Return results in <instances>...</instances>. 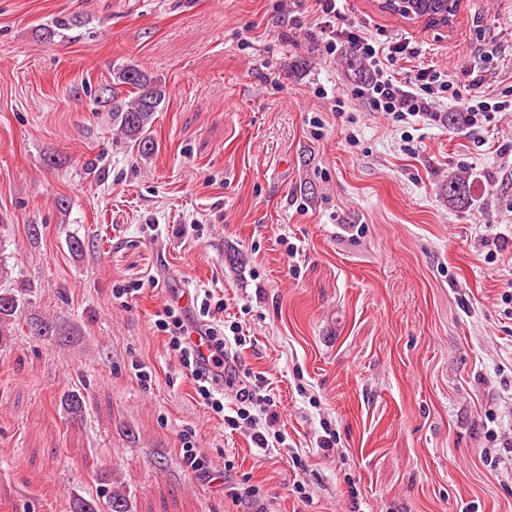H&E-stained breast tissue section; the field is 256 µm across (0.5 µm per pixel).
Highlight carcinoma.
Instances as JSON below:
<instances>
[{
	"label": "carcinoma",
	"mask_w": 512,
	"mask_h": 512,
	"mask_svg": "<svg viewBox=\"0 0 512 512\" xmlns=\"http://www.w3.org/2000/svg\"><path fill=\"white\" fill-rule=\"evenodd\" d=\"M416 3L414 13L418 16L445 15L448 13V0H412ZM117 84L129 88L130 96L117 101L115 93L100 103L110 106L112 125L130 141L137 149L148 155L155 149V140L151 135L154 113L164 101L165 92L162 86L149 78L142 70L124 65L116 69ZM22 319L19 300L10 292L0 293V339L3 340L14 332L16 321ZM29 329L42 330V336H64L66 332L54 327L38 317H30L27 321ZM105 512H129L128 502L123 487L114 485L105 503Z\"/></svg>",
	"instance_id": "cac0c4a2"
}]
</instances>
